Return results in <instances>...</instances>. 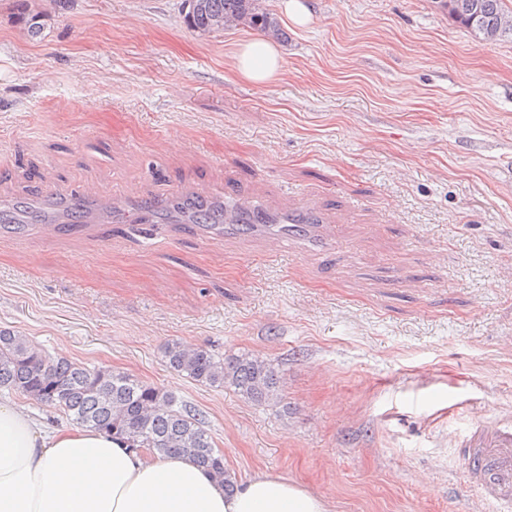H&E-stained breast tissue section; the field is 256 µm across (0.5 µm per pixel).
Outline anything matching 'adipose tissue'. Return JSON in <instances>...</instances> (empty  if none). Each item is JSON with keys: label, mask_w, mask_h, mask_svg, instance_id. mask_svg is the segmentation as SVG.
Instances as JSON below:
<instances>
[{"label": "adipose tissue", "mask_w": 512, "mask_h": 512, "mask_svg": "<svg viewBox=\"0 0 512 512\" xmlns=\"http://www.w3.org/2000/svg\"><path fill=\"white\" fill-rule=\"evenodd\" d=\"M233 66L266 84L282 69L281 51L258 37L239 45ZM0 512H328V503L272 473L229 494L190 455L137 453L102 430L49 431L23 407L0 403Z\"/></svg>", "instance_id": "adipose-tissue-1"}]
</instances>
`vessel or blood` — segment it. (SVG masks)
<instances>
[{"label": "vessel or blood", "mask_w": 512, "mask_h": 512, "mask_svg": "<svg viewBox=\"0 0 512 512\" xmlns=\"http://www.w3.org/2000/svg\"><path fill=\"white\" fill-rule=\"evenodd\" d=\"M67 205L49 218L53 224H108L114 215L131 210L127 199L86 187L69 194ZM256 219L263 213L238 200H231L215 216L216 224H236L242 216ZM279 220L289 224H318L316 211L283 202ZM463 462L462 478L476 487L484 502L496 504L499 512H512V416L485 414L473 422L468 434L456 441Z\"/></svg>", "instance_id": "1"}]
</instances>
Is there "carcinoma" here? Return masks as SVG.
Masks as SVG:
<instances>
[{"label":"carcinoma","mask_w":512,"mask_h":512,"mask_svg":"<svg viewBox=\"0 0 512 512\" xmlns=\"http://www.w3.org/2000/svg\"><path fill=\"white\" fill-rule=\"evenodd\" d=\"M463 27L488 40L512 34V9L505 0H443ZM479 22H473V18ZM187 25L205 35L239 26L274 39L284 37L266 0H193ZM164 363L188 379L212 387H231L257 405L282 403L281 376L270 363L241 354L219 357L204 346L174 341ZM6 388L52 407L78 425L112 433L129 448L162 456L189 454L232 492L236 481L224 466L205 419L179 406L159 386L112 369H89L54 359L27 337L0 330V389Z\"/></svg>","instance_id":"obj_1"}]
</instances>
